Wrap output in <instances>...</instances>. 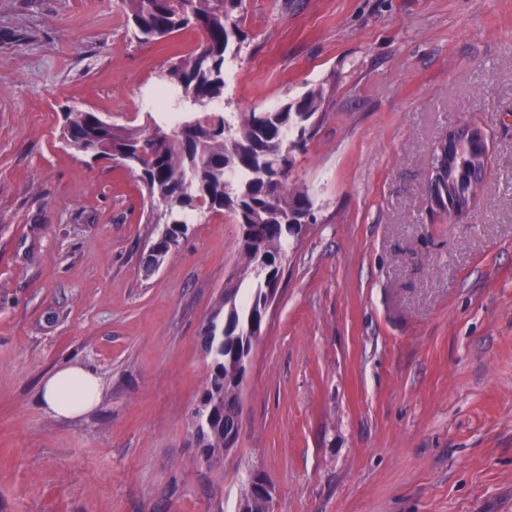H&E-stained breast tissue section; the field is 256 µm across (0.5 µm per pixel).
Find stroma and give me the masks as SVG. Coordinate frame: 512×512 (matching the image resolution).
I'll list each match as a JSON object with an SVG mask.
<instances>
[{
  "instance_id": "stroma-1",
  "label": "stroma",
  "mask_w": 512,
  "mask_h": 512,
  "mask_svg": "<svg viewBox=\"0 0 512 512\" xmlns=\"http://www.w3.org/2000/svg\"><path fill=\"white\" fill-rule=\"evenodd\" d=\"M224 109L318 88L289 182L291 244L243 382L239 441L191 437L202 322L240 272L238 226L196 216L153 274L147 197L59 140L62 106L142 122L192 32L141 44L121 0H0V512H236L250 473L274 512H512V0H242ZM480 126L489 176L432 212V146ZM101 385L48 413L45 376ZM99 378L77 365L59 366L41 386L45 405L53 414L76 418L88 413L99 402Z\"/></svg>"
}]
</instances>
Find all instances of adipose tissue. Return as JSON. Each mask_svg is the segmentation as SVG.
<instances>
[{
	"instance_id": "adipose-tissue-1",
	"label": "adipose tissue",
	"mask_w": 512,
	"mask_h": 512,
	"mask_svg": "<svg viewBox=\"0 0 512 512\" xmlns=\"http://www.w3.org/2000/svg\"><path fill=\"white\" fill-rule=\"evenodd\" d=\"M42 398L53 414L76 418L88 413L99 401V378L77 365H63L46 377Z\"/></svg>"
}]
</instances>
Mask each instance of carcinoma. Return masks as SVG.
<instances>
[{
	"mask_svg": "<svg viewBox=\"0 0 512 512\" xmlns=\"http://www.w3.org/2000/svg\"><path fill=\"white\" fill-rule=\"evenodd\" d=\"M242 0H122L127 26L140 43L194 30L201 36L190 53L164 70L173 96L148 109L143 124L103 123L95 112L63 109L61 137L126 167L142 184L156 225L152 254L159 265L186 238L194 215L228 214L239 226L244 265L239 279L254 291L241 302L239 288L221 294L216 311L199 331L209 359L208 377L193 416L207 420L197 436L206 456L220 457L232 446L224 417L237 402L246 356L266 321V290L277 287L290 239L301 230L312 203L306 189H287L291 153L306 147L318 122L319 89L264 112L224 111V67L237 55L245 34L232 13ZM265 487L248 482L240 503L263 512Z\"/></svg>",
	"mask_w": 512,
	"mask_h": 512,
	"instance_id": "obj_1",
	"label": "carcinoma"
}]
</instances>
